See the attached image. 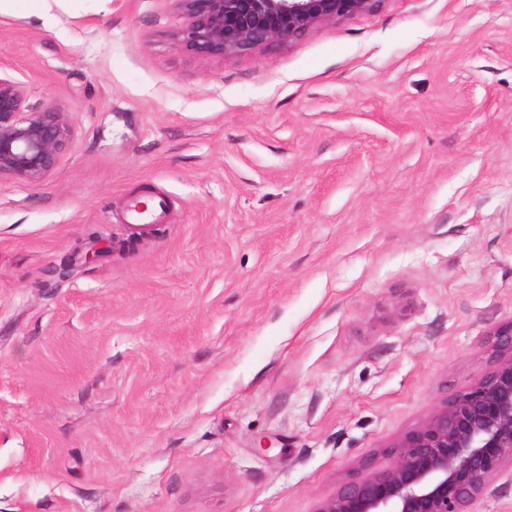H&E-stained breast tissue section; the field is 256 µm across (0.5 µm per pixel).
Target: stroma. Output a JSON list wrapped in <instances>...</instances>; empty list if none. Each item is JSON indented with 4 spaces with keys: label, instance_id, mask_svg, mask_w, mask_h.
<instances>
[{
    "label": "stroma",
    "instance_id": "1",
    "mask_svg": "<svg viewBox=\"0 0 512 512\" xmlns=\"http://www.w3.org/2000/svg\"><path fill=\"white\" fill-rule=\"evenodd\" d=\"M184 23L0 12V74L70 128L49 177L0 180V512H316L512 321V0L212 60Z\"/></svg>",
    "mask_w": 512,
    "mask_h": 512
}]
</instances>
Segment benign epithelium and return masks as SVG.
I'll return each instance as SVG.
<instances>
[{"label":"benign epithelium","mask_w":512,"mask_h":512,"mask_svg":"<svg viewBox=\"0 0 512 512\" xmlns=\"http://www.w3.org/2000/svg\"><path fill=\"white\" fill-rule=\"evenodd\" d=\"M175 2L186 17L177 42L210 60L290 41L321 23L374 12L384 0ZM69 136L55 105L27 109L22 87L0 76V176L44 179ZM492 336L495 359L485 375L394 443L387 466L342 484L316 512H471L489 483L512 468V322Z\"/></svg>","instance_id":"benign-epithelium-1"}]
</instances>
